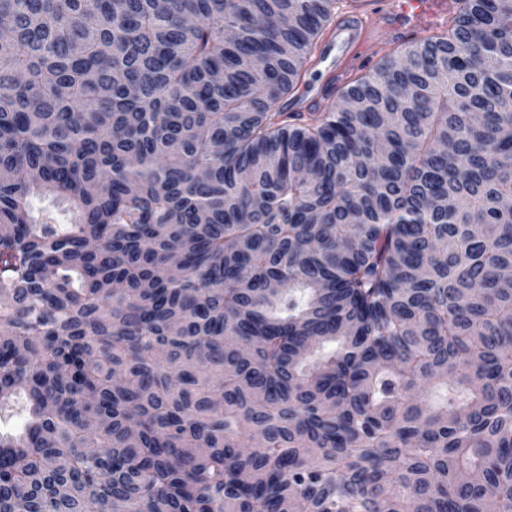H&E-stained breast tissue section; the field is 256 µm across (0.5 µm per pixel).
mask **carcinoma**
Instances as JSON below:
<instances>
[{
    "label": "carcinoma",
    "mask_w": 512,
    "mask_h": 512,
    "mask_svg": "<svg viewBox=\"0 0 512 512\" xmlns=\"http://www.w3.org/2000/svg\"><path fill=\"white\" fill-rule=\"evenodd\" d=\"M337 3L0 0V512H512V0ZM376 3L374 0H360L356 9L348 14L345 19L336 22L332 27L328 40L332 37H344L348 45L352 47V55L363 53L367 50L366 26L373 18ZM452 1L393 0L383 14L391 28L400 29L408 35H427L448 20ZM367 37V56L358 58L349 65L339 85L332 76L333 67L330 65V59L334 55L344 56L349 47L341 40H335L333 44L326 43L321 36L316 49V58L321 60L306 73L297 91L288 98V112H311L317 105L326 106L336 100L340 92L355 79L379 63L385 55L416 39L412 36L396 37L386 27H381L379 21L368 32ZM321 97H324V100H321ZM311 99H315V103L306 107V101Z\"/></svg>",
    "instance_id": "cac0c4a2"
}]
</instances>
